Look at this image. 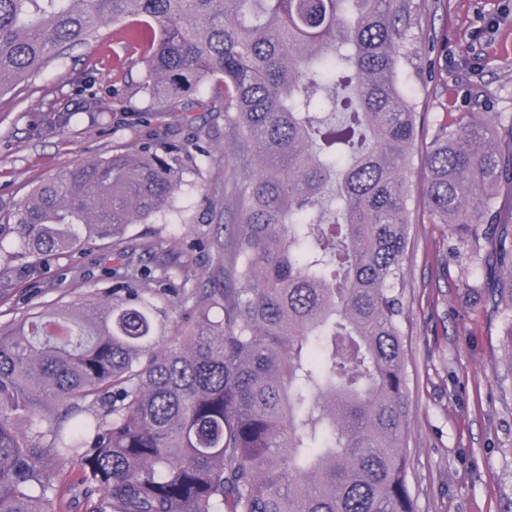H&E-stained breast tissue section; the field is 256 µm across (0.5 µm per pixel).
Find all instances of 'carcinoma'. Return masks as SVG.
Segmentation results:
<instances>
[{
  "mask_svg": "<svg viewBox=\"0 0 512 512\" xmlns=\"http://www.w3.org/2000/svg\"><path fill=\"white\" fill-rule=\"evenodd\" d=\"M411 0H0V93L127 19L146 45L143 92L223 89L224 129L259 168L197 288L177 264L153 287L143 240L104 301L0 325V512H52L75 459L91 512H416L401 331L406 183L418 112L399 81ZM504 117L443 127L424 157L428 206L512 337V183ZM198 142L143 144L38 184L8 214L10 260L121 241L172 205ZM195 317L156 337L177 303ZM223 317H212L214 310Z\"/></svg>",
  "mask_w": 512,
  "mask_h": 512,
  "instance_id": "obj_1",
  "label": "carcinoma"
}]
</instances>
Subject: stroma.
I'll list each match as a JSON object with an SVG mask.
<instances>
[{
	"label": "stroma",
	"mask_w": 512,
	"mask_h": 512,
	"mask_svg": "<svg viewBox=\"0 0 512 512\" xmlns=\"http://www.w3.org/2000/svg\"><path fill=\"white\" fill-rule=\"evenodd\" d=\"M412 14L410 56L399 71L420 114L408 182L401 318L408 482L416 512H512V339L487 301L484 273L464 250L453 249L448 226L432 216L422 165L441 127H459L481 112L512 116V0H412ZM116 30L108 24L99 40L0 96V215L44 179L117 150L198 137L205 152L184 169L170 210L132 225L128 238L94 241L33 267L0 260V323L105 291L103 266L118 267L140 235L154 243L144 265L186 254L197 287H209L215 245L235 219L224 209V190L258 167L232 149L223 113L187 112L179 99L148 100L140 90L144 49ZM88 80L100 111H83L75 93ZM57 486L54 512H90L76 462L60 466Z\"/></svg>",
	"instance_id": "35a3bbf8"
}]
</instances>
